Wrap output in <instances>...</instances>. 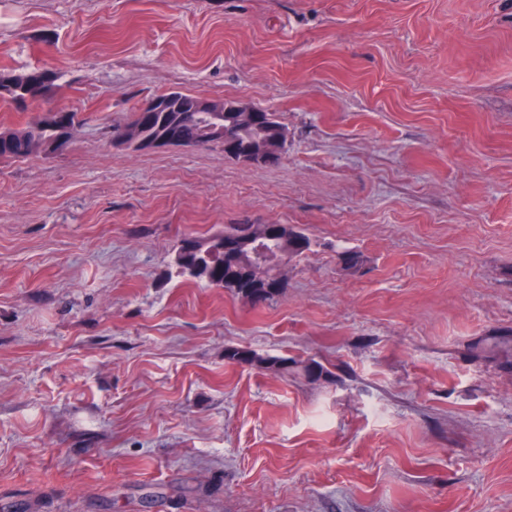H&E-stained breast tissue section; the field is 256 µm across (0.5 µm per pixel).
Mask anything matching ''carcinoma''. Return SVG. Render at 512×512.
I'll use <instances>...</instances> for the list:
<instances>
[{"label":"carcinoma","mask_w":512,"mask_h":512,"mask_svg":"<svg viewBox=\"0 0 512 512\" xmlns=\"http://www.w3.org/2000/svg\"><path fill=\"white\" fill-rule=\"evenodd\" d=\"M58 75L40 66L24 72H0V99L19 108L43 101L52 91ZM177 97L174 112L133 113L132 118L112 125V140L128 138V147L140 149L138 143L145 139L172 136L178 145L186 148L224 143V137L207 139L211 117L207 112L192 111L195 96L182 92ZM226 133L237 138L242 147L248 140V128H240L239 115H222ZM79 122L78 114L63 111L54 123L41 119L13 127H0V158L27 159L46 152L45 145L63 149L68 140L61 137L60 129L73 128ZM269 224H230L224 231L238 237L262 241L267 247L286 251L289 257L298 256L309 249L310 241L303 233L288 224L283 225L280 236L270 233ZM175 265L178 273L206 287L227 288L254 306L266 304L283 288L280 268L251 261L247 251L239 249L232 262L225 261L224 236L219 234L206 240L185 237L177 250ZM224 359L231 363H247L258 369L279 373L288 372L306 378L319 377L324 367L314 361H297L293 358L261 355L253 350L228 346Z\"/></svg>","instance_id":"1"}]
</instances>
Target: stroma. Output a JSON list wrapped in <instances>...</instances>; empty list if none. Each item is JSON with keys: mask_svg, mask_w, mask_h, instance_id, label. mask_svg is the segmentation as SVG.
<instances>
[{"mask_svg": "<svg viewBox=\"0 0 512 512\" xmlns=\"http://www.w3.org/2000/svg\"><path fill=\"white\" fill-rule=\"evenodd\" d=\"M37 65L81 122L0 158V505L512 512V0H0ZM170 91L287 152L112 145ZM243 222L311 241L260 307L174 266ZM224 359L231 363H247L258 369L281 375L292 372L306 378H312L320 377L324 372H327L320 363L314 360L297 361L293 358L261 355L253 350L234 346L225 347Z\"/></svg>", "mask_w": 512, "mask_h": 512, "instance_id": "stroma-1", "label": "stroma"}]
</instances>
